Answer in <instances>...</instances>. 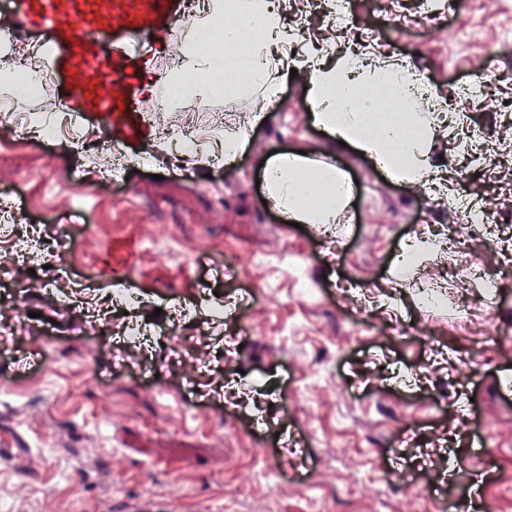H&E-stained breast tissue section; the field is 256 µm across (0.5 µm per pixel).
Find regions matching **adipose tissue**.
Wrapping results in <instances>:
<instances>
[{
  "instance_id": "obj_1",
  "label": "adipose tissue",
  "mask_w": 512,
  "mask_h": 512,
  "mask_svg": "<svg viewBox=\"0 0 512 512\" xmlns=\"http://www.w3.org/2000/svg\"><path fill=\"white\" fill-rule=\"evenodd\" d=\"M222 15L231 19L224 28L225 48L236 42V22L250 23L259 32L244 73L227 74L225 95H258L272 104L289 70L302 71L306 103L319 126L371 155L393 176L414 185H436L429 146L447 121L448 104L435 89L417 82L410 68L388 61L370 66L365 57L337 53L328 42L307 45L302 60H294L292 50L301 35L286 24L282 0H209L191 19L193 39L179 48L184 71L207 70L210 60L198 52L197 40ZM263 178L268 204L285 221L329 231L339 224L352 196L349 180L331 161L314 162L298 153L267 158ZM317 191L325 205L315 210L309 201Z\"/></svg>"
}]
</instances>
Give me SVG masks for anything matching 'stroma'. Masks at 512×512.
Returning <instances> with one entry per match:
<instances>
[{
	"mask_svg": "<svg viewBox=\"0 0 512 512\" xmlns=\"http://www.w3.org/2000/svg\"><path fill=\"white\" fill-rule=\"evenodd\" d=\"M348 0L350 30L329 0H288L285 19L310 36L334 33L424 71L444 94L484 74L480 94L431 145L442 178L461 197L496 210L488 240L446 236L457 202L437 187L388 177L366 155L318 127L299 78L232 165L201 170L160 157L113 169L100 128L80 140L16 135L0 120V208L30 225H68L59 287L28 286L20 333L0 336V507L8 512H512V264L493 240L512 232V9L502 0ZM243 102L166 103L158 129L192 128L209 141L237 132ZM223 125H216V116ZM331 157L354 183L339 238L288 225L264 206L256 180L272 151ZM436 232V251L395 282L409 239ZM135 243L113 271V241ZM169 250L167 260L155 257ZM498 281L474 288L478 268ZM143 296L135 315L180 323L193 353L171 364L119 340L126 317L87 328L61 285ZM444 289L437 307L424 289ZM222 320L209 334L214 308ZM495 345L482 350L489 324ZM291 465L274 484L275 452ZM494 462L482 501L470 483Z\"/></svg>",
	"mask_w": 512,
	"mask_h": 512,
	"instance_id": "stroma-1",
	"label": "stroma"
}]
</instances>
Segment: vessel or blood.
<instances>
[{
	"label": "vessel or blood",
	"instance_id": "obj_1",
	"mask_svg": "<svg viewBox=\"0 0 512 512\" xmlns=\"http://www.w3.org/2000/svg\"><path fill=\"white\" fill-rule=\"evenodd\" d=\"M183 0H21L19 23L30 35L49 36L54 47L51 77L62 102L82 124L108 128L112 143L128 150L144 141L149 122L142 104L145 45L171 33ZM104 35L101 54L91 56L70 29ZM112 68V82H93L91 71Z\"/></svg>",
	"mask_w": 512,
	"mask_h": 512
}]
</instances>
